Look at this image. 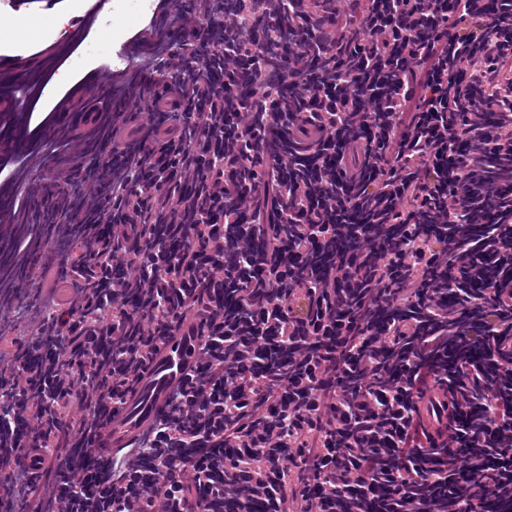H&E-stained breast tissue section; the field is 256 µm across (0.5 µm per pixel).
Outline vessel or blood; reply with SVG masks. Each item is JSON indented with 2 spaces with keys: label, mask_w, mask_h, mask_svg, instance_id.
<instances>
[{
  "label": "vessel or blood",
  "mask_w": 512,
  "mask_h": 512,
  "mask_svg": "<svg viewBox=\"0 0 512 512\" xmlns=\"http://www.w3.org/2000/svg\"><path fill=\"white\" fill-rule=\"evenodd\" d=\"M38 75V70L18 62L0 68V111H18V104L9 96L11 87L32 81ZM203 318L200 309L187 312L178 331L153 352L137 391L127 399L102 433L97 444L98 450L126 443L141 435L158 416L168 411L170 392L181 385L186 375L196 366ZM447 416V392L436 387L430 388L418 407L420 423L428 434L434 435L444 429Z\"/></svg>",
  "instance_id": "obj_1"
}]
</instances>
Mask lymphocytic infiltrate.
Masks as SVG:
<instances>
[{"instance_id":"1","label":"lymphocytic infiltrate","mask_w":512,"mask_h":512,"mask_svg":"<svg viewBox=\"0 0 512 512\" xmlns=\"http://www.w3.org/2000/svg\"><path fill=\"white\" fill-rule=\"evenodd\" d=\"M156 0L84 104L0 148V512H512V0ZM195 10L214 47L175 43ZM160 81H152V74ZM483 224L476 237L471 225ZM196 375L97 441L186 311ZM444 434L415 429L423 372ZM151 461L143 471V461Z\"/></svg>"}]
</instances>
